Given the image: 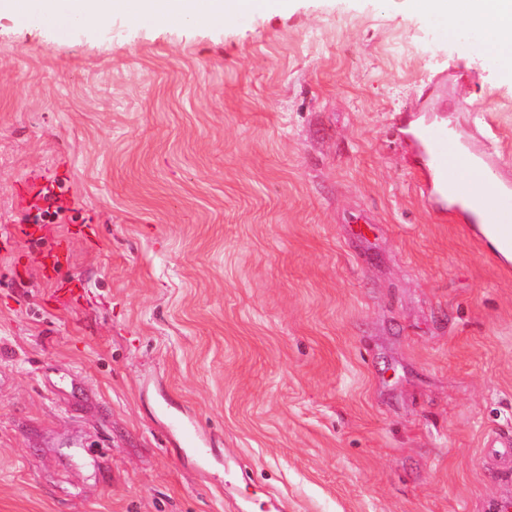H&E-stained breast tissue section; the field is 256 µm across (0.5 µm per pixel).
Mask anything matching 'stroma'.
I'll use <instances>...</instances> for the list:
<instances>
[{
    "label": "stroma",
    "instance_id": "obj_1",
    "mask_svg": "<svg viewBox=\"0 0 512 512\" xmlns=\"http://www.w3.org/2000/svg\"><path fill=\"white\" fill-rule=\"evenodd\" d=\"M288 3L0 13V512L512 503V263L404 133L431 100L512 174V76L478 22ZM33 14L51 22L59 18L71 26L100 24L112 19L113 13L129 7L135 18L146 19L156 26L199 21L231 19L242 12H257L285 7L288 0H32ZM127 1H133L131 5ZM32 14V15H33Z\"/></svg>",
    "mask_w": 512,
    "mask_h": 512
}]
</instances>
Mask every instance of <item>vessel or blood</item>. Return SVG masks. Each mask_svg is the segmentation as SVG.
Here are the masks:
<instances>
[{
  "mask_svg": "<svg viewBox=\"0 0 512 512\" xmlns=\"http://www.w3.org/2000/svg\"><path fill=\"white\" fill-rule=\"evenodd\" d=\"M411 147L417 166L418 188L424 198L435 201L439 213L452 214L468 224H487L503 237L512 235V179L492 184V204L476 205L469 185L453 178L465 164L476 169L495 166L487 151L463 150L451 137L444 122L423 119L410 128Z\"/></svg>",
  "mask_w": 512,
  "mask_h": 512,
  "instance_id": "vessel-or-blood-1",
  "label": "vessel or blood"
}]
</instances>
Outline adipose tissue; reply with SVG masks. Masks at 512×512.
I'll list each match as a JSON object with an SVG mask.
<instances>
[{
  "label": "adipose tissue",
  "instance_id": "1",
  "mask_svg": "<svg viewBox=\"0 0 512 512\" xmlns=\"http://www.w3.org/2000/svg\"><path fill=\"white\" fill-rule=\"evenodd\" d=\"M288 0H33L32 10L46 21L64 19L85 26L111 20L125 10L158 26L229 19L243 12L285 7ZM413 11H430L458 22L480 20L489 53L512 67V0H409Z\"/></svg>",
  "mask_w": 512,
  "mask_h": 512
}]
</instances>
